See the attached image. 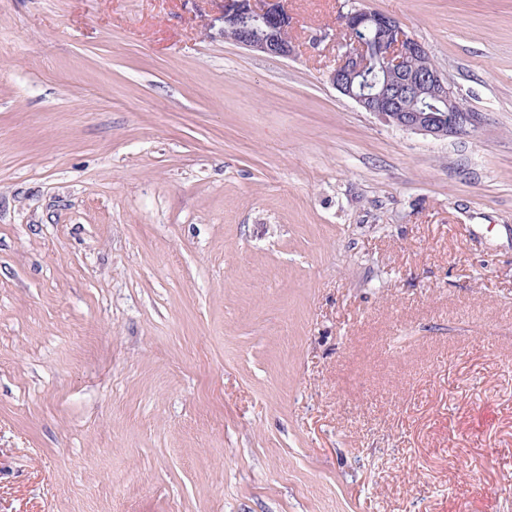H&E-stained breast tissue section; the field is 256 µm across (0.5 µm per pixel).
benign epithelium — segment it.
<instances>
[{"instance_id": "1", "label": "benign epithelium", "mask_w": 512, "mask_h": 512, "mask_svg": "<svg viewBox=\"0 0 512 512\" xmlns=\"http://www.w3.org/2000/svg\"><path fill=\"white\" fill-rule=\"evenodd\" d=\"M260 20L269 27L286 28L290 24L282 0H224V27L236 28L241 37L237 44L273 57L291 55L288 43L258 37L243 26L248 19ZM344 27L352 37L339 42L336 66L329 74L331 85L353 100L363 110L395 128L434 138L471 133L478 115L463 109L436 68L417 69L412 61L427 52L425 46L408 35L393 17L352 9L343 15ZM369 33L387 46L379 56L383 82L366 90L358 87L368 68V44L354 32Z\"/></svg>"}]
</instances>
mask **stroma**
Wrapping results in <instances>:
<instances>
[{
	"label": "stroma",
	"mask_w": 512,
	"mask_h": 512,
	"mask_svg": "<svg viewBox=\"0 0 512 512\" xmlns=\"http://www.w3.org/2000/svg\"><path fill=\"white\" fill-rule=\"evenodd\" d=\"M0 0V512H512V0ZM422 42L469 135L328 80ZM260 20L269 27L288 28L290 17L280 0H225L224 1V29L237 28L241 37L237 44L253 51L261 52L273 57L288 58L291 49L288 42H280L271 38L258 37L269 33L270 28L260 21L252 23V29L243 26L247 19ZM343 22L347 33L353 32V36L339 42L336 66L329 74V81L338 92L385 124L404 131L444 138L467 135L477 127L476 112L459 105L447 79L436 67L423 70L412 66L416 57L429 53L396 19L352 9L343 15ZM356 31L372 34L378 44H388L379 56V69L385 79L371 90L358 87L368 68L369 47L355 35ZM427 55L421 58L423 66L429 65Z\"/></svg>",
	"instance_id": "1"
}]
</instances>
